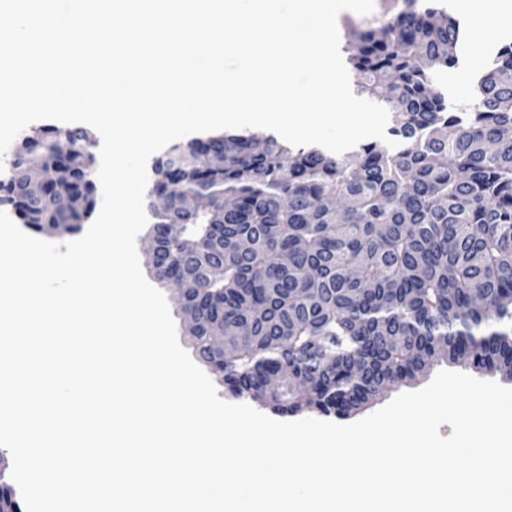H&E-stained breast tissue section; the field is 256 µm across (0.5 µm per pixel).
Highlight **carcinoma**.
Masks as SVG:
<instances>
[{"mask_svg": "<svg viewBox=\"0 0 512 512\" xmlns=\"http://www.w3.org/2000/svg\"><path fill=\"white\" fill-rule=\"evenodd\" d=\"M462 36L456 18L416 0L349 36L360 92L391 114L395 148L294 153L252 130L168 148L148 190L171 198L149 227L161 279H194L184 305L201 312L199 349L211 323L229 331L218 370L232 394L346 417L439 358L512 376V44L460 113L432 83L458 62ZM89 145L82 128L23 135L0 201L32 231L80 230L95 207ZM30 167L68 180L71 201L25 197ZM195 187L209 207L180 210Z\"/></svg>", "mask_w": 512, "mask_h": 512, "instance_id": "carcinoma-1", "label": "carcinoma"}]
</instances>
